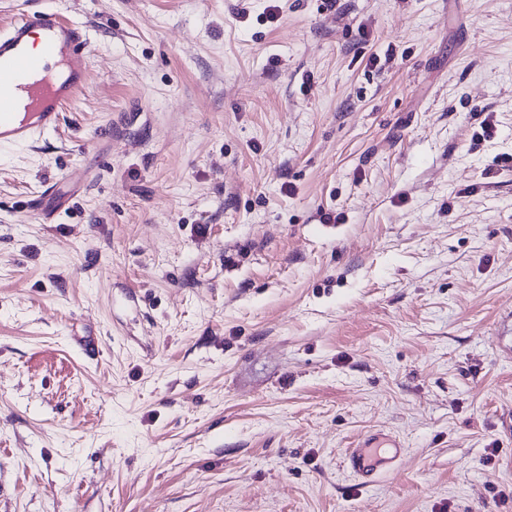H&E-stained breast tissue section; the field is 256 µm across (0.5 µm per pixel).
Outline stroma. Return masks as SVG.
I'll return each mask as SVG.
<instances>
[{
  "label": "stroma",
  "instance_id": "stroma-1",
  "mask_svg": "<svg viewBox=\"0 0 512 512\" xmlns=\"http://www.w3.org/2000/svg\"><path fill=\"white\" fill-rule=\"evenodd\" d=\"M40 2L89 78L0 148V512H512V0ZM63 205H65L64 198L53 188L44 191L29 203L32 211L44 216H50L55 209H60ZM403 443L392 435H369L346 449V469L368 484L373 478L394 471L403 455Z\"/></svg>",
  "mask_w": 512,
  "mask_h": 512
}]
</instances>
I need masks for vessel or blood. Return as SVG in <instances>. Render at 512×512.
I'll use <instances>...</instances> for the list:
<instances>
[{
  "label": "vessel or blood",
  "mask_w": 512,
  "mask_h": 512,
  "mask_svg": "<svg viewBox=\"0 0 512 512\" xmlns=\"http://www.w3.org/2000/svg\"><path fill=\"white\" fill-rule=\"evenodd\" d=\"M37 39L38 52L29 49ZM89 46L83 29L55 8H19L0 30V146L21 145L56 131L61 114L86 82ZM65 203L48 189L29 203L48 216ZM404 452L395 436L369 435L346 451V468L361 483L394 471Z\"/></svg>",
  "instance_id": "vessel-or-blood-1"
}]
</instances>
